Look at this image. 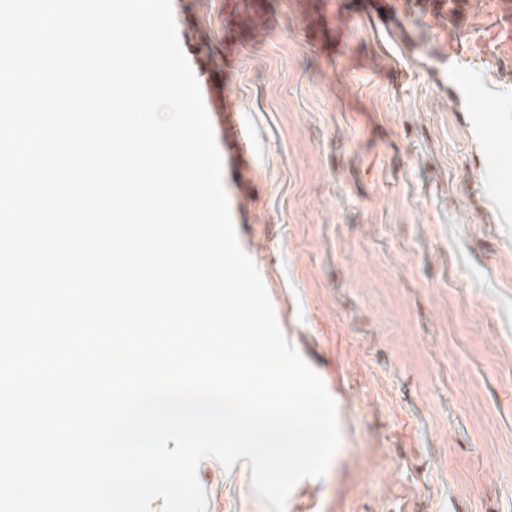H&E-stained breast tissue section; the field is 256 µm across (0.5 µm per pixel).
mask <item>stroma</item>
Here are the masks:
<instances>
[{
  "instance_id": "stroma-1",
  "label": "stroma",
  "mask_w": 512,
  "mask_h": 512,
  "mask_svg": "<svg viewBox=\"0 0 512 512\" xmlns=\"http://www.w3.org/2000/svg\"><path fill=\"white\" fill-rule=\"evenodd\" d=\"M172 0L239 242L340 447L287 512H512V0ZM207 512H266L204 459Z\"/></svg>"
}]
</instances>
